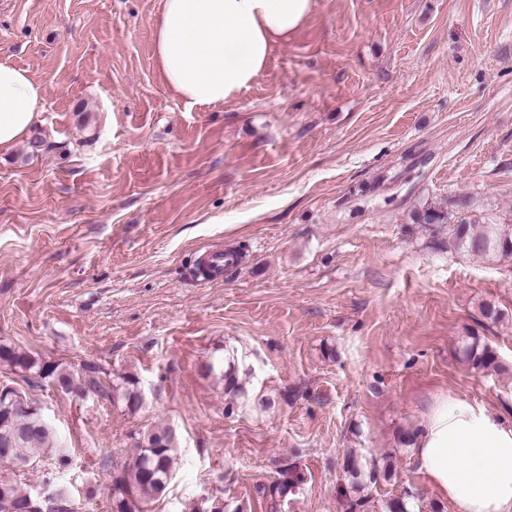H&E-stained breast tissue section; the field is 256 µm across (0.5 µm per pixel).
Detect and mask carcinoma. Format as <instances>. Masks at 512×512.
Wrapping results in <instances>:
<instances>
[{
	"mask_svg": "<svg viewBox=\"0 0 512 512\" xmlns=\"http://www.w3.org/2000/svg\"><path fill=\"white\" fill-rule=\"evenodd\" d=\"M454 249L470 255L512 258V234H507L494 224H486L476 230L470 224H458L452 238ZM466 360L474 369L497 370L499 364L495 353L476 338L466 348ZM0 362L15 370L48 379L65 394L85 396L101 391L100 368L94 363L83 365L82 372L70 370L60 363L46 361L11 346L0 344ZM206 375L216 373L224 381V396L228 398L226 413L252 408L265 411L276 404V400L262 392L250 390L244 376L250 373L245 356L229 351L223 357L213 359L202 366ZM112 397L120 399L127 408L136 409L142 403L137 377L132 374L121 377L113 387ZM31 424L22 429L15 425L8 410L0 407V449L11 451V458L32 462L47 449L54 438L52 424L42 418V408L30 405ZM179 436L170 426L162 427L143 438L137 445L132 462L127 464L114 482L116 493L112 497V512H129L128 499L148 503L161 496L167 489L175 465ZM345 472L349 477L346 493L352 498L351 509L364 506L366 483L361 480V470L353 454H348ZM294 487L288 476L263 488L271 499L284 497ZM13 501L27 512H74L69 493L63 489L54 492L52 502L33 497L10 481L0 480V512H7L5 501Z\"/></svg>",
	"mask_w": 512,
	"mask_h": 512,
	"instance_id": "carcinoma-1",
	"label": "carcinoma"
}]
</instances>
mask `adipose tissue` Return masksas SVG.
Wrapping results in <instances>:
<instances>
[{"label": "adipose tissue", "instance_id": "1", "mask_svg": "<svg viewBox=\"0 0 512 512\" xmlns=\"http://www.w3.org/2000/svg\"><path fill=\"white\" fill-rule=\"evenodd\" d=\"M314 10L315 0H161L155 58L177 97L221 104L263 73L273 46L287 42ZM44 104L40 81L0 61V153L31 135ZM405 443L453 512H512V419L501 409L435 394Z\"/></svg>", "mask_w": 512, "mask_h": 512}]
</instances>
